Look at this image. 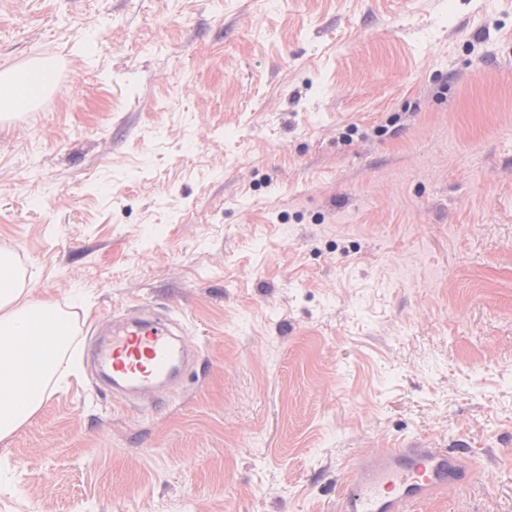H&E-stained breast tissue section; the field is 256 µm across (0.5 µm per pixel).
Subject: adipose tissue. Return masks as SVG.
<instances>
[{"label": "adipose tissue", "mask_w": 512, "mask_h": 512, "mask_svg": "<svg viewBox=\"0 0 512 512\" xmlns=\"http://www.w3.org/2000/svg\"><path fill=\"white\" fill-rule=\"evenodd\" d=\"M57 86L52 64L0 69V115L35 107ZM57 308L31 300L11 252L0 250V441L43 409L50 384L66 377V338Z\"/></svg>", "instance_id": "adipose-tissue-1"}]
</instances>
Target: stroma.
Masks as SVG:
<instances>
[{
    "instance_id": "35a3bbf8",
    "label": "stroma",
    "mask_w": 512,
    "mask_h": 512,
    "mask_svg": "<svg viewBox=\"0 0 512 512\" xmlns=\"http://www.w3.org/2000/svg\"><path fill=\"white\" fill-rule=\"evenodd\" d=\"M0 248L75 376L0 442V512H337L429 439L512 512V0H0ZM177 319L161 406L92 377L99 320ZM57 86L54 66L34 61L0 69V119L22 108H33Z\"/></svg>"
}]
</instances>
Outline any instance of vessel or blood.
<instances>
[{"label": "vessel or blood", "mask_w": 512, "mask_h": 512, "mask_svg": "<svg viewBox=\"0 0 512 512\" xmlns=\"http://www.w3.org/2000/svg\"><path fill=\"white\" fill-rule=\"evenodd\" d=\"M177 322L164 315L133 312L114 321L112 335L96 352L100 368L116 388L155 392L186 359ZM477 471L464 452L435 442L415 441L381 448L352 464L340 512H415L418 504L475 481Z\"/></svg>", "instance_id": "1"}]
</instances>
